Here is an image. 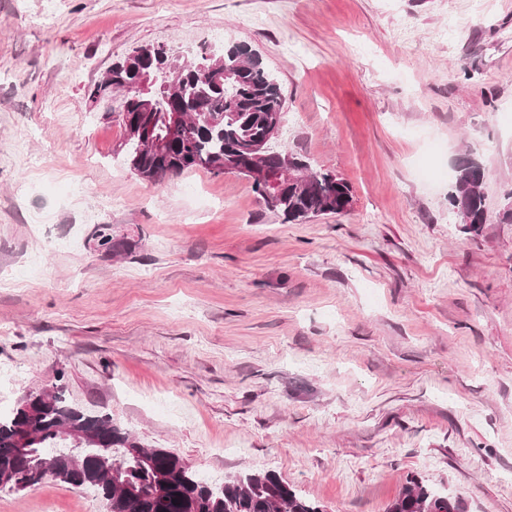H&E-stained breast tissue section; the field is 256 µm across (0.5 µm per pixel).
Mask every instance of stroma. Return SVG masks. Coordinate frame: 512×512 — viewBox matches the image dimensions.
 Instances as JSON below:
<instances>
[{
  "mask_svg": "<svg viewBox=\"0 0 512 512\" xmlns=\"http://www.w3.org/2000/svg\"><path fill=\"white\" fill-rule=\"evenodd\" d=\"M210 31L276 75L280 143L347 213L292 224L240 176L123 162L122 98L90 88ZM466 154L476 235L448 205ZM510 204L512 0H0V414L51 389L322 512H386L412 476L512 512ZM0 512L107 507L45 481ZM455 167V181L448 191L449 205L454 212L455 209L466 211L469 222L461 221L460 224H469L470 229L485 224V196L482 191L483 182L480 181L484 170L481 164L470 157H462L456 161Z\"/></svg>",
  "mask_w": 512,
  "mask_h": 512,
  "instance_id": "obj_1",
  "label": "stroma"
}]
</instances>
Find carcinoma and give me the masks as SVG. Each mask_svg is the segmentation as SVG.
<instances>
[{"label":"carcinoma","instance_id":"1","mask_svg":"<svg viewBox=\"0 0 512 512\" xmlns=\"http://www.w3.org/2000/svg\"><path fill=\"white\" fill-rule=\"evenodd\" d=\"M206 56L179 61L183 78L174 103L189 117V124L175 130L158 123L172 103L160 98L156 112L137 111L132 95H125L123 112L130 122L152 125L154 133L167 141L163 152L139 148L133 138L123 151L131 170L149 181L163 180L185 171L204 168L223 175L250 156L271 117L283 116L280 85L263 64L259 54L245 44L224 49L222 67L233 75L224 84L201 68ZM144 60L129 56L112 65V75L96 83L94 100L112 98L133 82ZM299 162L274 141L267 147L265 163L272 169L286 161ZM455 181L448 191L452 209H463L470 227L486 221L481 164L470 157L456 161ZM311 187L303 192L283 183L274 195L253 184L254 192L272 210L290 222H303L319 214H344L353 195L348 182L329 170L309 166ZM68 430L96 433L107 447L104 459L85 451L79 458L69 455L63 443ZM134 447L130 434L107 416H93L69 405L59 393L43 399L29 394L10 414L0 415V481L32 487L42 482L44 448H58L50 467L55 480L74 487H91L107 503L108 512H322L303 499L272 472L246 473L220 487L196 477L186 463L165 448H151L152 464L146 466L128 454ZM387 512H460L458 502L430 489L416 478L408 479Z\"/></svg>","mask_w":512,"mask_h":512}]
</instances>
